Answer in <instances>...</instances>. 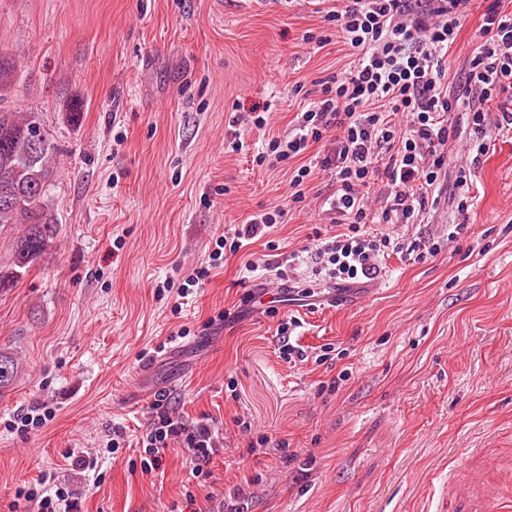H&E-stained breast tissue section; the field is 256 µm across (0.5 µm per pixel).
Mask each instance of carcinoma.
I'll return each instance as SVG.
<instances>
[{
    "instance_id": "1",
    "label": "carcinoma",
    "mask_w": 512,
    "mask_h": 512,
    "mask_svg": "<svg viewBox=\"0 0 512 512\" xmlns=\"http://www.w3.org/2000/svg\"><path fill=\"white\" fill-rule=\"evenodd\" d=\"M37 129L38 113L0 107V233L17 229L11 258L0 266V288L13 286L46 253L59 226L48 205L54 147L45 135L35 145ZM17 374L18 363L0 352V392Z\"/></svg>"
}]
</instances>
